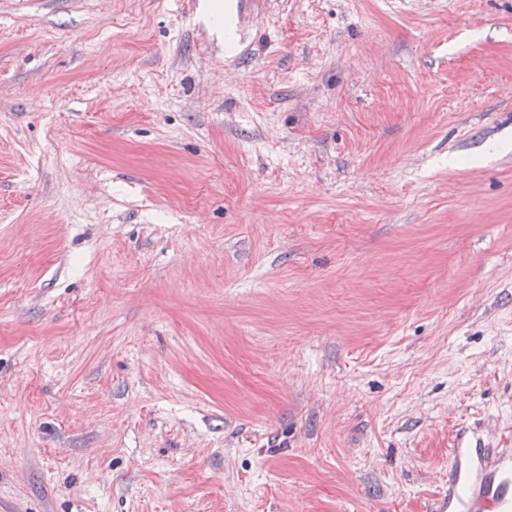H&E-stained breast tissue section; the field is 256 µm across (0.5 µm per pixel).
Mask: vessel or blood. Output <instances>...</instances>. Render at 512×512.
I'll return each mask as SVG.
<instances>
[{"label": "vessel or blood", "mask_w": 512, "mask_h": 512, "mask_svg": "<svg viewBox=\"0 0 512 512\" xmlns=\"http://www.w3.org/2000/svg\"><path fill=\"white\" fill-rule=\"evenodd\" d=\"M433 512H512V448L478 441L450 451L448 493Z\"/></svg>", "instance_id": "vessel-or-blood-1"}]
</instances>
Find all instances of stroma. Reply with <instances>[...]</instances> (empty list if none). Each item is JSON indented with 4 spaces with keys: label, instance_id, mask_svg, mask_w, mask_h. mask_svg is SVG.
<instances>
[{
    "label": "stroma",
    "instance_id": "1",
    "mask_svg": "<svg viewBox=\"0 0 512 512\" xmlns=\"http://www.w3.org/2000/svg\"><path fill=\"white\" fill-rule=\"evenodd\" d=\"M512 0H0V512H431L512 442Z\"/></svg>",
    "mask_w": 512,
    "mask_h": 512
}]
</instances>
